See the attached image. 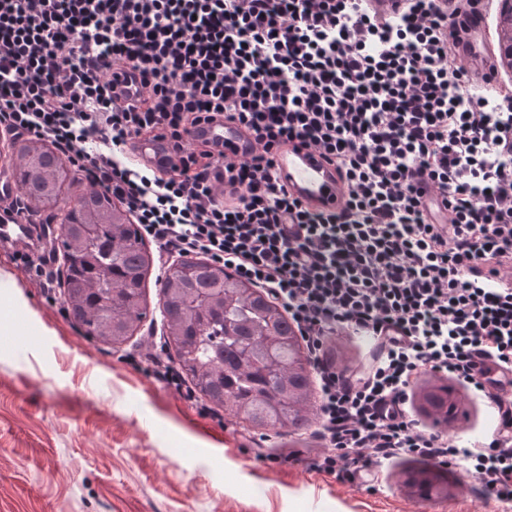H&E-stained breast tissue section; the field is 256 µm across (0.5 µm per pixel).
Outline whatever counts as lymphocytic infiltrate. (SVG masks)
<instances>
[{
    "instance_id": "lymphocytic-infiltrate-1",
    "label": "lymphocytic infiltrate",
    "mask_w": 512,
    "mask_h": 512,
    "mask_svg": "<svg viewBox=\"0 0 512 512\" xmlns=\"http://www.w3.org/2000/svg\"><path fill=\"white\" fill-rule=\"evenodd\" d=\"M477 2L0 0V132L49 141L161 256L203 255L283 306L319 369L326 450L307 465L339 479L412 454L512 493L511 408L475 449L404 409L427 370L477 391L487 366L512 375V94L454 49ZM117 67L138 74L136 103L119 104ZM223 120L250 157L192 140ZM155 131L180 144L169 168L131 158ZM283 145L335 166L340 210L279 182ZM339 330L379 346L363 374L324 361Z\"/></svg>"
}]
</instances>
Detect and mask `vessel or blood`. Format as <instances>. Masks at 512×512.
Returning <instances> with one entry per match:
<instances>
[{"instance_id":"1","label":"vessel or blood","mask_w":512,"mask_h":512,"mask_svg":"<svg viewBox=\"0 0 512 512\" xmlns=\"http://www.w3.org/2000/svg\"><path fill=\"white\" fill-rule=\"evenodd\" d=\"M483 33V17L468 16L455 50L461 65L487 73L492 68V58L486 51ZM199 131L206 138L222 143L228 152L242 151L248 140L243 128L227 121L202 124ZM171 153L169 140L156 132L137 139L132 157L139 163L155 168ZM272 154L280 179L293 196L313 209L332 211L341 205L346 195L345 185L335 168L320 154L306 148L288 146L274 148ZM33 234V226L22 221L0 225V235L19 246L28 243Z\"/></svg>"}]
</instances>
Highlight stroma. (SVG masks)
Wrapping results in <instances>:
<instances>
[{"label":"stroma","instance_id":"35a3bbf8","mask_svg":"<svg viewBox=\"0 0 512 512\" xmlns=\"http://www.w3.org/2000/svg\"><path fill=\"white\" fill-rule=\"evenodd\" d=\"M0 244V512H500L478 480L461 485L443 469L447 490L423 501L404 486L423 458L400 455L352 481L309 470L322 452L317 424L297 434L256 431L209 404L184 381L176 392L126 360L166 346L158 266L146 279L147 316L126 343L85 336L64 314V290L42 287ZM377 347L344 331L325 358L354 373ZM424 371L405 409L424 431L459 428L460 444L490 440L500 424L488 400L453 382L452 424L421 409ZM191 398H184V391Z\"/></svg>","mask_w":512,"mask_h":512}]
</instances>
